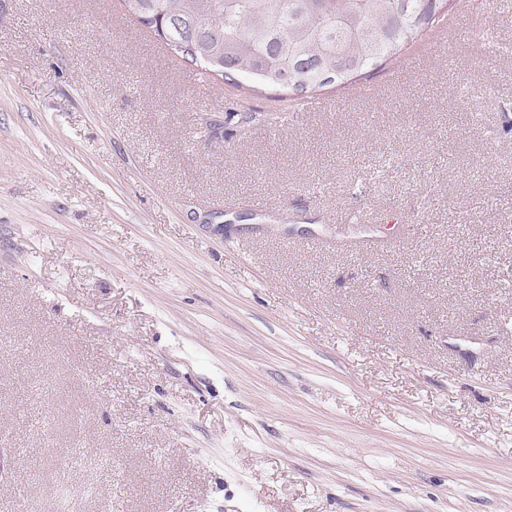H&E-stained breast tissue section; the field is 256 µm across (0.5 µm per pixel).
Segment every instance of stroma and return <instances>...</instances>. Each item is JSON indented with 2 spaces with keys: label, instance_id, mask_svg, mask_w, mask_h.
Masks as SVG:
<instances>
[{
  "label": "stroma",
  "instance_id": "35a3bbf8",
  "mask_svg": "<svg viewBox=\"0 0 512 512\" xmlns=\"http://www.w3.org/2000/svg\"><path fill=\"white\" fill-rule=\"evenodd\" d=\"M501 2L290 115L0 0V512H512Z\"/></svg>",
  "mask_w": 512,
  "mask_h": 512
}]
</instances>
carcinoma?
Wrapping results in <instances>:
<instances>
[{"mask_svg":"<svg viewBox=\"0 0 512 512\" xmlns=\"http://www.w3.org/2000/svg\"><path fill=\"white\" fill-rule=\"evenodd\" d=\"M138 23L169 34L182 58L288 91L298 101L400 58L456 0H139Z\"/></svg>","mask_w":512,"mask_h":512,"instance_id":"1","label":"carcinoma"}]
</instances>
